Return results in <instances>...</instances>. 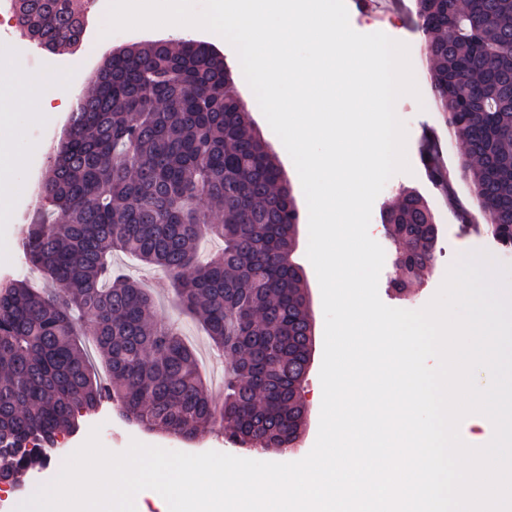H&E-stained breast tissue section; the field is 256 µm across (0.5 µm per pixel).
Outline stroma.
<instances>
[{"mask_svg": "<svg viewBox=\"0 0 512 512\" xmlns=\"http://www.w3.org/2000/svg\"><path fill=\"white\" fill-rule=\"evenodd\" d=\"M346 6L349 23L356 32L362 34L382 32L391 39L408 46L410 63L419 89L418 96H401L395 104L397 116L405 125L406 138L411 148L409 159L411 170L407 173L395 174L388 180L374 201L369 225L370 236L385 251V262L378 283L380 299L390 307L419 310L433 299L442 285L449 267L462 254L485 250L498 258L501 257L503 248L489 232V219L486 215L479 213L477 203L466 182L455 176L451 190L447 191L439 187L438 183L428 179L421 167V148L425 139L430 137L435 139L439 151V161L443 169L454 173V175L463 155V146L460 141L449 136L445 116L438 110L434 102L425 59L424 36L417 26L413 0H389L386 12L380 19L363 13L358 0H346ZM193 37L213 44L224 54L232 68L236 91L246 105L255 130L275 153L282 171L291 184L300 213H307L308 206L296 168L282 142L262 114L258 102L243 76L235 50L224 39L214 36L207 30H195ZM66 118V113L61 112L53 120L36 123L29 121L23 110H16L17 134L13 141V149L22 159V163L17 169L15 188L10 194L16 209L20 210L25 207V190L28 184L36 181L45 171L44 157L42 154L32 152L28 147L29 142L51 140ZM406 190L414 191L424 199L433 214L439 234L435 260L425 271L420 284L400 293L395 290L393 285L396 276L395 244L387 226L380 220V213L385 206L395 203L400 194ZM308 240V224L304 221L300 222L296 258L303 268L310 295V311L315 326V343L311 369L303 392L308 408V420L298 447L288 449L283 453L266 452L261 454L253 449L227 442L223 433L215 429L200 432L194 442L185 443L164 430L145 431L129 424L107 399L103 400L94 413L80 418L77 432L59 436L58 447L72 446L99 421L106 419L109 420L110 427L105 431L101 443L113 453L124 452L131 442L137 441L189 454L217 451L240 458L252 460L260 458L271 462H293L304 458L312 449L318 433L322 402L320 369L324 349L322 295L315 270L306 256ZM112 261L115 265L126 268L139 277L148 287L153 288L158 299V306L154 312L155 320L178 323L185 340L195 347L197 354L210 356V365L208 368L202 369L201 374L213 391H221L224 386L226 360L213 355L206 337L194 321L179 314L176 309L171 307L168 302L167 280L141 268L132 258L124 254H115Z\"/></svg>", "mask_w": 512, "mask_h": 512, "instance_id": "stroma-1", "label": "stroma"}]
</instances>
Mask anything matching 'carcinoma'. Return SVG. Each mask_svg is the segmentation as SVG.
<instances>
[{"mask_svg":"<svg viewBox=\"0 0 512 512\" xmlns=\"http://www.w3.org/2000/svg\"><path fill=\"white\" fill-rule=\"evenodd\" d=\"M20 35L51 53L83 42L88 0H12ZM431 85L464 142L460 175L512 248V0H415ZM48 151L39 204L19 242L26 275L0 281V483L108 397L142 427L184 439L228 427L227 441L283 451L305 425L314 343L294 260L299 211L276 156L253 128L224 56L193 38L111 51ZM382 221L405 251L396 286L435 259L427 203L402 194ZM224 240L202 260L204 236ZM127 253L171 278L174 306L229 360L217 396L172 323L133 276ZM90 334L110 374L95 376ZM39 447L28 449L30 441Z\"/></svg>","mask_w":512,"mask_h":512,"instance_id":"carcinoma-1","label":"carcinoma"}]
</instances>
